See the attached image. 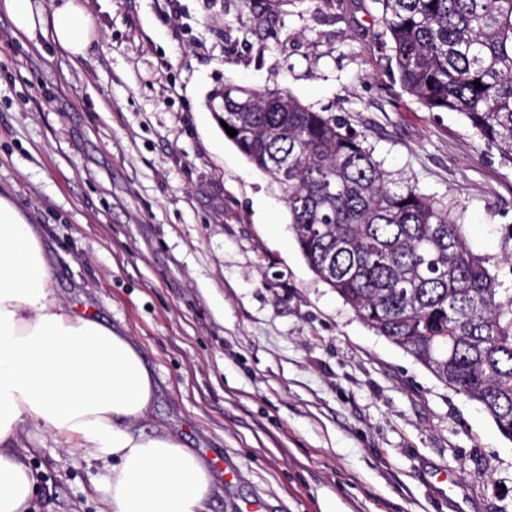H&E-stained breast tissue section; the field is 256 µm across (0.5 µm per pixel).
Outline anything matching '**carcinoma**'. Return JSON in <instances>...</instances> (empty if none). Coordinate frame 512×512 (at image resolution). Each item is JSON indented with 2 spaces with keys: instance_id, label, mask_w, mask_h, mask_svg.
Listing matches in <instances>:
<instances>
[{
  "instance_id": "1",
  "label": "carcinoma",
  "mask_w": 512,
  "mask_h": 512,
  "mask_svg": "<svg viewBox=\"0 0 512 512\" xmlns=\"http://www.w3.org/2000/svg\"><path fill=\"white\" fill-rule=\"evenodd\" d=\"M374 2L404 91L466 118L512 165V0ZM217 96V120L237 131L229 141L283 189L311 272L512 439V294L448 206L287 91L229 81Z\"/></svg>"
}]
</instances>
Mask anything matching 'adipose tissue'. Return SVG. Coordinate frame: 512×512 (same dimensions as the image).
I'll list each match as a JSON object with an SVG mask.
<instances>
[{"label": "adipose tissue", "mask_w": 512, "mask_h": 512, "mask_svg": "<svg viewBox=\"0 0 512 512\" xmlns=\"http://www.w3.org/2000/svg\"><path fill=\"white\" fill-rule=\"evenodd\" d=\"M15 35L71 58L98 39L83 0H0ZM38 225L0 193V512H27L36 477L19 457L34 426L108 469L110 512H210L213 476L192 449L141 422L154 381L126 329L58 303Z\"/></svg>", "instance_id": "ef3b65f1"}]
</instances>
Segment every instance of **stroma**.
Instances as JSON below:
<instances>
[{"label": "stroma", "instance_id": "1", "mask_svg": "<svg viewBox=\"0 0 512 512\" xmlns=\"http://www.w3.org/2000/svg\"><path fill=\"white\" fill-rule=\"evenodd\" d=\"M85 4L84 60L0 16V186L41 224L57 297L143 349L145 425L214 459L212 512H512V441L313 275L209 100L230 80L341 118L512 290V165L403 91L374 0ZM21 444L30 512H103L101 462Z\"/></svg>", "mask_w": 512, "mask_h": 512}]
</instances>
